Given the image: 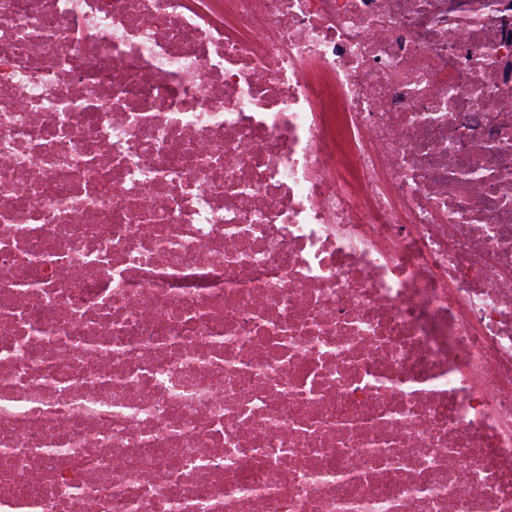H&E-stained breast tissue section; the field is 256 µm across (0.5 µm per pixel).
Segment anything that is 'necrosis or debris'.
I'll return each instance as SVG.
<instances>
[{"label":"necrosis or debris","instance_id":"obj_1","mask_svg":"<svg viewBox=\"0 0 512 512\" xmlns=\"http://www.w3.org/2000/svg\"><path fill=\"white\" fill-rule=\"evenodd\" d=\"M0 512H512V0H0Z\"/></svg>","mask_w":512,"mask_h":512}]
</instances>
